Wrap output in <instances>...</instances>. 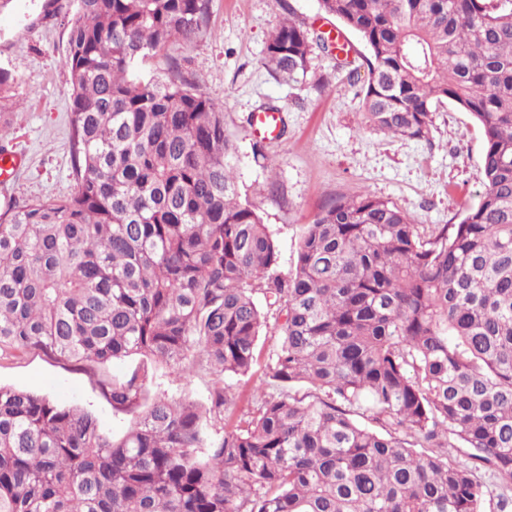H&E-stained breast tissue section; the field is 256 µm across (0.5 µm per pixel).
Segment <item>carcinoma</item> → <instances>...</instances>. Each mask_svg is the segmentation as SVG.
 <instances>
[{
    "label": "carcinoma",
    "instance_id": "cac0c4a2",
    "mask_svg": "<svg viewBox=\"0 0 512 512\" xmlns=\"http://www.w3.org/2000/svg\"><path fill=\"white\" fill-rule=\"evenodd\" d=\"M319 6L369 49L366 130L427 139L448 100L471 115L478 204L415 224L339 198L282 279L224 113L133 72L192 44L207 0H77L64 65L79 189L0 220V359L138 355L214 381L185 402L148 398L145 365L99 381L112 408L140 410L119 439L79 407L0 386V512H486L483 474L505 484L499 512L512 503V0ZM316 44L345 51L288 18L266 59L304 78ZM14 83L0 69V111ZM271 317L256 410L235 422L224 379L253 375Z\"/></svg>",
    "mask_w": 512,
    "mask_h": 512
}]
</instances>
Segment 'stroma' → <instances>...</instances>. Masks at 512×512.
Instances as JSON below:
<instances>
[{
    "instance_id": "1",
    "label": "stroma",
    "mask_w": 512,
    "mask_h": 512,
    "mask_svg": "<svg viewBox=\"0 0 512 512\" xmlns=\"http://www.w3.org/2000/svg\"><path fill=\"white\" fill-rule=\"evenodd\" d=\"M76 5L77 0H12L0 12V68L16 79L13 103L0 113V150L22 160L12 176L0 179L2 218H9V206L64 198L77 188L69 123L72 83L63 64ZM286 16L314 34L341 32L353 59L369 54L357 34L341 31L335 18L320 11L318 0H209L192 45L172 41L137 65L142 76L161 84L182 77L222 109L239 191L276 238L280 276L293 267L304 225L339 197L388 201L418 224L458 222L483 190L479 126L448 102L434 114L430 140L368 132L361 123L362 78L335 71L321 48H314L310 73L299 82L279 81L264 65L268 39ZM322 74L329 83L320 89L315 80ZM269 105L283 112L277 140L257 137L252 129L254 112ZM140 364V358L129 357L86 370L30 351L0 360V385L82 407L118 438L138 413L113 409L99 381L124 379ZM211 384L207 373L182 377L154 364L146 386L149 395L191 401L203 399Z\"/></svg>"
}]
</instances>
